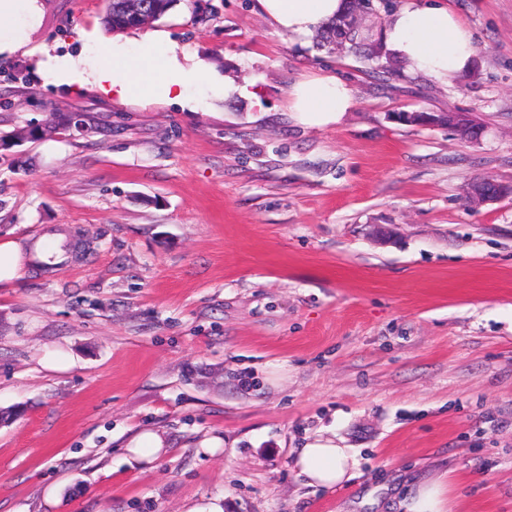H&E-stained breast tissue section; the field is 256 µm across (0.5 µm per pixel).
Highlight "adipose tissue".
<instances>
[{
	"label": "adipose tissue",
	"instance_id": "adipose-tissue-1",
	"mask_svg": "<svg viewBox=\"0 0 512 512\" xmlns=\"http://www.w3.org/2000/svg\"><path fill=\"white\" fill-rule=\"evenodd\" d=\"M258 4L277 27L296 35L312 34L347 7L346 0H258ZM383 41L410 69L443 83L467 71L475 57L472 33L447 0H435L427 6L409 0L386 25ZM65 77L74 82L93 80L123 98L184 105L195 100L191 86L204 82L199 66L183 65L175 45L161 33L130 47L99 41L93 63L73 67ZM353 104L351 88L331 75L303 78L288 91L289 110L312 126L339 121ZM357 465L350 449L337 447L334 439L321 436L307 442L294 459V468L307 485L328 489L351 478Z\"/></svg>",
	"mask_w": 512,
	"mask_h": 512
}]
</instances>
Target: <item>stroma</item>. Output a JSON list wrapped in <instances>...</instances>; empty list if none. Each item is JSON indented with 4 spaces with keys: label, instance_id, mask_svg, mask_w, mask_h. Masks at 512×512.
Instances as JSON below:
<instances>
[{
    "label": "stroma",
    "instance_id": "obj_1",
    "mask_svg": "<svg viewBox=\"0 0 512 512\" xmlns=\"http://www.w3.org/2000/svg\"><path fill=\"white\" fill-rule=\"evenodd\" d=\"M475 60L441 83L373 73L277 28L257 0H179L166 33L212 89L198 109L51 81L105 37L104 0H36L0 53V512H512V0H447ZM333 75L341 120L288 89ZM237 90L225 93V82ZM83 113L86 129L52 117ZM459 112L478 139L397 122ZM43 125L35 138L29 124ZM340 487L292 467L319 430ZM144 431L164 445L139 460ZM354 105L351 88L336 76L305 77L288 90V109L312 126L338 122ZM471 193L484 203H493L504 196H511L512 186L505 187L494 180L484 179L473 184ZM20 268V254L12 242L0 244V282L13 279ZM406 508L408 509L406 512H446L443 507L441 484L436 481L420 484Z\"/></svg>",
    "mask_w": 512,
    "mask_h": 512
}]
</instances>
